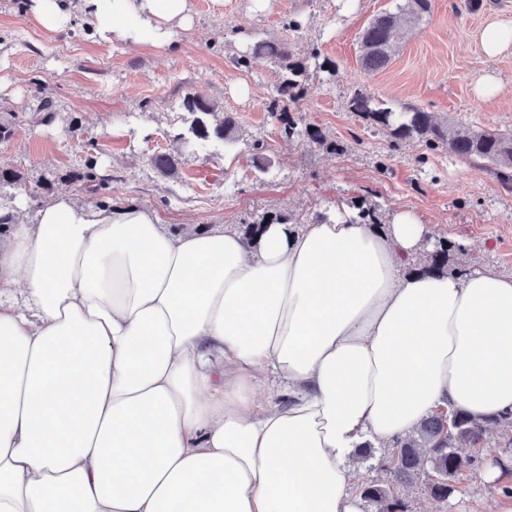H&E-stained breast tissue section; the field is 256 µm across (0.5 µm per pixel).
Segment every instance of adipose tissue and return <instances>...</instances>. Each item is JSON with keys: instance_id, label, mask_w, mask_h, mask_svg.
I'll list each match as a JSON object with an SVG mask.
<instances>
[{"instance_id": "obj_1", "label": "adipose tissue", "mask_w": 512, "mask_h": 512, "mask_svg": "<svg viewBox=\"0 0 512 512\" xmlns=\"http://www.w3.org/2000/svg\"><path fill=\"white\" fill-rule=\"evenodd\" d=\"M166 48L189 0H83ZM431 229L175 234L62 194L0 247V512H362L347 461L452 405L512 412V277L411 265ZM287 403L260 402L268 387Z\"/></svg>"}]
</instances>
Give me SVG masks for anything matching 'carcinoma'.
<instances>
[{"instance_id":"carcinoma-1","label":"carcinoma","mask_w":512,"mask_h":512,"mask_svg":"<svg viewBox=\"0 0 512 512\" xmlns=\"http://www.w3.org/2000/svg\"><path fill=\"white\" fill-rule=\"evenodd\" d=\"M431 0H404L396 5L394 12L376 15L362 32L359 61L361 66L374 72L385 68L397 51L393 40L395 29L402 25H417L431 12ZM253 54L266 55L284 63L285 73L274 89L272 105L283 132L290 138L306 139L330 151L336 150V143L327 139L321 128L298 122L288 109V102L307 90V82L312 77L311 69L329 71L328 63L313 56L314 64L291 60L287 46L274 42L260 41L254 45ZM183 107L200 117L189 128L190 136L183 133L175 139L194 147L204 148L208 144L221 141L230 144L235 139L236 119L231 112H224L216 123H206L202 116L214 114V106L199 96L188 95L183 99ZM57 103L48 96L37 98L36 115L42 122L50 123L57 116ZM348 109L369 125L389 130L392 146L396 147L407 140H418L431 149L448 150L466 160H480L490 164V170L507 188L512 187V133L498 130H472L467 127L442 124L432 113L420 107H404L396 110L373 97L358 91L349 98ZM25 115L17 112L0 114V142L12 138L16 126L24 122ZM152 167L167 175L178 169V159L170 153L157 151L150 157ZM80 183L93 191L105 190L112 182V176L102 172L98 161L97 144L90 141L79 163L68 172L51 174L41 182V189L53 190L56 181ZM286 223L288 217L276 215L258 221L244 222L239 232L246 242L255 240L266 223ZM462 251L446 240L433 243L426 251V261L420 270L426 272H446L450 253ZM512 428V413L489 418L479 422L461 410L435 411L424 417L420 423L404 436L393 442L395 452L388 469L392 483L382 484L374 478L363 480L359 492L363 501L375 512H407L406 504L400 496V487L420 476L427 477L425 491L429 498L443 502L455 491V481L459 471L468 460L462 456V449L472 448L483 441L488 425Z\"/></svg>"}]
</instances>
